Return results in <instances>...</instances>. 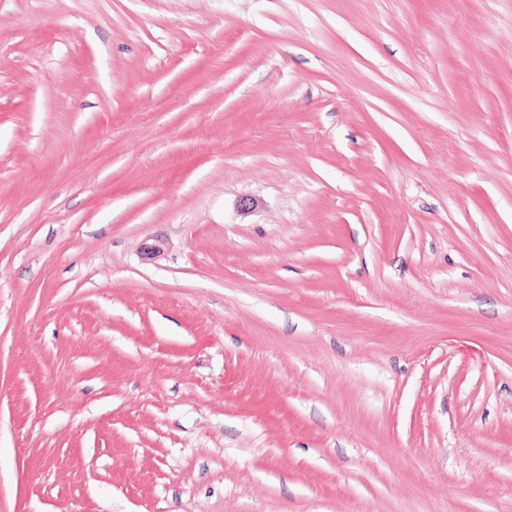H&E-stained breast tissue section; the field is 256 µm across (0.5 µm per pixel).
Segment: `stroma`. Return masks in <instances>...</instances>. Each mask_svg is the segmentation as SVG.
Returning <instances> with one entry per match:
<instances>
[{
  "label": "stroma",
  "instance_id": "1",
  "mask_svg": "<svg viewBox=\"0 0 512 512\" xmlns=\"http://www.w3.org/2000/svg\"><path fill=\"white\" fill-rule=\"evenodd\" d=\"M0 512H512V0H0Z\"/></svg>",
  "mask_w": 512,
  "mask_h": 512
}]
</instances>
